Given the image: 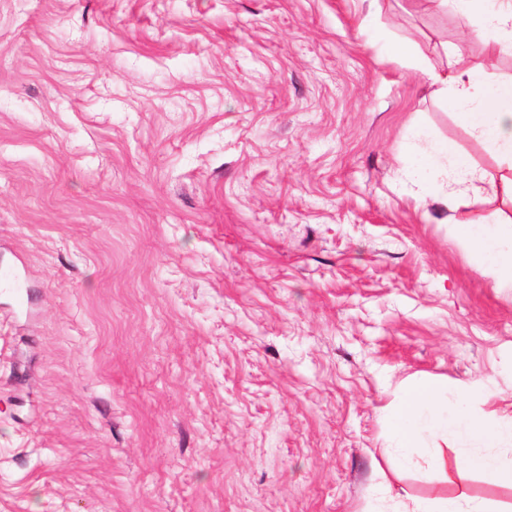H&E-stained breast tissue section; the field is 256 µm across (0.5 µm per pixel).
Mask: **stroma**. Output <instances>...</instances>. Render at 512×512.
<instances>
[{"mask_svg":"<svg viewBox=\"0 0 512 512\" xmlns=\"http://www.w3.org/2000/svg\"><path fill=\"white\" fill-rule=\"evenodd\" d=\"M438 0H0V512H512L401 467L403 382L512 414V288L422 127L498 162L383 44L512 76ZM459 238L472 257L512 288V225L488 226L461 221ZM404 498L413 501V507L406 512H502L495 505L478 497L460 494L454 497H437L432 499H415L406 492Z\"/></svg>","mask_w":512,"mask_h":512,"instance_id":"stroma-1","label":"stroma"}]
</instances>
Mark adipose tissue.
Returning <instances> with one entry per match:
<instances>
[{
    "instance_id": "ef3b65f1",
    "label": "adipose tissue",
    "mask_w": 512,
    "mask_h": 512,
    "mask_svg": "<svg viewBox=\"0 0 512 512\" xmlns=\"http://www.w3.org/2000/svg\"><path fill=\"white\" fill-rule=\"evenodd\" d=\"M465 17L480 15L484 42L512 52V0H452ZM391 54L407 68L424 71L439 94H451L460 109L459 120L471 136L496 158L504 169L496 184L498 193L512 197V78L488 82L482 67L461 62L443 72L426 71L416 53L394 45ZM426 168L433 182L443 184L438 204L450 212L466 205V189L484 182V174L445 141L427 139ZM459 238L472 257L497 280L512 286V225L466 224ZM474 393L459 395L430 379L407 383L389 418V430L400 451V461L412 462L411 452L426 438L460 452L462 466L485 480L512 487V414L490 417L476 409Z\"/></svg>"
}]
</instances>
